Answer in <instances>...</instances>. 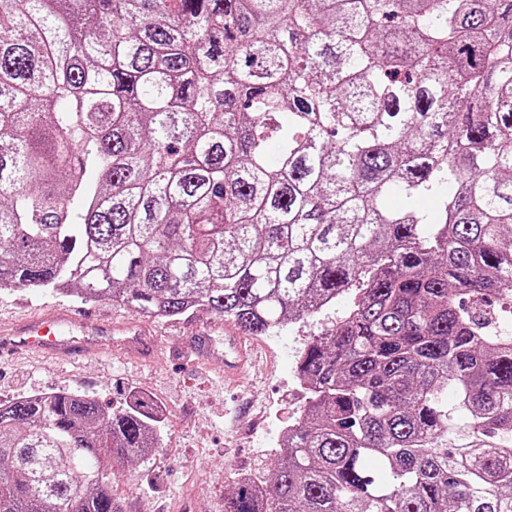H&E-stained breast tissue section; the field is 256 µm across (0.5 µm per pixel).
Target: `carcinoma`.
<instances>
[{"label":"carcinoma","instance_id":"carcinoma-1","mask_svg":"<svg viewBox=\"0 0 512 512\" xmlns=\"http://www.w3.org/2000/svg\"><path fill=\"white\" fill-rule=\"evenodd\" d=\"M2 288L336 313L225 512H512V0H0ZM157 440L0 399V512H119Z\"/></svg>","mask_w":512,"mask_h":512}]
</instances>
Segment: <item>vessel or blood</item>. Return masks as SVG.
Returning <instances> with one entry per match:
<instances>
[{"label": "vessel or blood", "mask_w": 512, "mask_h": 512, "mask_svg": "<svg viewBox=\"0 0 512 512\" xmlns=\"http://www.w3.org/2000/svg\"><path fill=\"white\" fill-rule=\"evenodd\" d=\"M226 343L232 355L224 361V377L236 381L245 367L253 365V350L246 336L227 337ZM91 345L130 350L144 359L156 352L154 339L139 324L114 323L71 307L0 325V359L26 351L58 363L83 355Z\"/></svg>", "instance_id": "obj_1"}]
</instances>
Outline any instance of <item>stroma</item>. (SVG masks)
Here are the masks:
<instances>
[{
    "mask_svg": "<svg viewBox=\"0 0 512 512\" xmlns=\"http://www.w3.org/2000/svg\"><path fill=\"white\" fill-rule=\"evenodd\" d=\"M70 297L43 288L0 290V320L44 313ZM199 313L153 320L161 354L143 362L122 352L93 354L70 363L21 355L0 360V398L80 390L115 409L134 399L160 412L159 441L149 458L126 464L112 477L121 512H224V494L238 477L267 479L283 431L303 399L294 353L326 327L327 318L296 323L254 338L259 373L242 383L224 381V339L237 326L223 322L214 353L185 358L196 342Z\"/></svg>",
    "mask_w": 512,
    "mask_h": 512,
    "instance_id": "obj_1",
    "label": "stroma"
}]
</instances>
